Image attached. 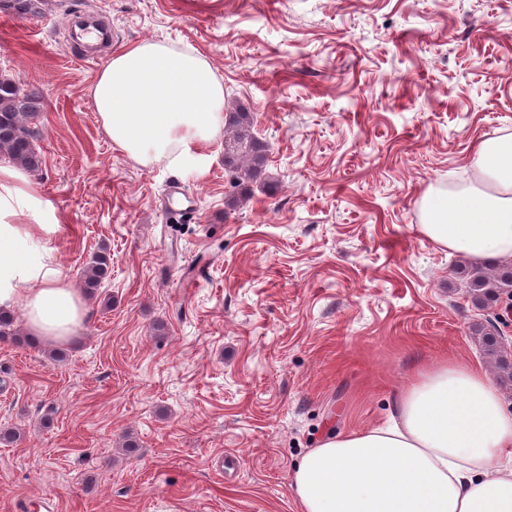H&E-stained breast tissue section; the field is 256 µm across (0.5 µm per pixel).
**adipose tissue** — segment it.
<instances>
[{
    "label": "adipose tissue",
    "instance_id": "obj_1",
    "mask_svg": "<svg viewBox=\"0 0 512 512\" xmlns=\"http://www.w3.org/2000/svg\"><path fill=\"white\" fill-rule=\"evenodd\" d=\"M91 93L113 144L145 165L198 159L224 121L211 65L159 42L115 51ZM473 167V185L423 197L421 231L477 262L512 260V133L480 140ZM59 227L28 173L0 162V307L48 345L90 315L46 246ZM292 489L300 512H512V413L481 366L441 361L401 391L389 427L304 455Z\"/></svg>",
    "mask_w": 512,
    "mask_h": 512
}]
</instances>
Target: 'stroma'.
Returning <instances> with one entry per match:
<instances>
[{
	"instance_id": "35a3bbf8",
	"label": "stroma",
	"mask_w": 512,
	"mask_h": 512,
	"mask_svg": "<svg viewBox=\"0 0 512 512\" xmlns=\"http://www.w3.org/2000/svg\"><path fill=\"white\" fill-rule=\"evenodd\" d=\"M78 10L110 50L195 49L272 143L273 186L227 208L220 134L199 164L115 147ZM0 74L43 98L32 179L64 274L111 258L60 360L0 341V426L25 431L0 443V512H299L301 458L386 426L418 368L496 376L463 256L419 224L512 132V0H39L0 13Z\"/></svg>"
}]
</instances>
